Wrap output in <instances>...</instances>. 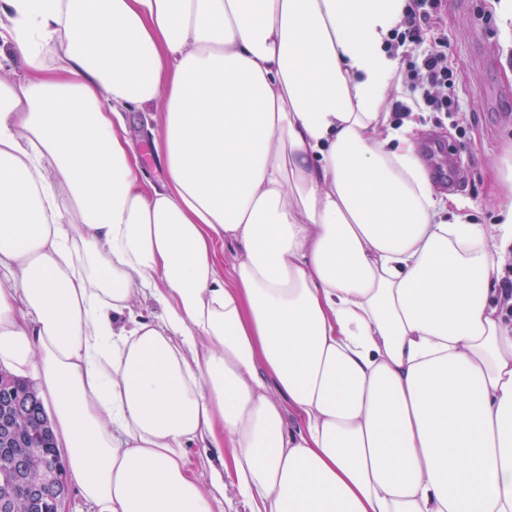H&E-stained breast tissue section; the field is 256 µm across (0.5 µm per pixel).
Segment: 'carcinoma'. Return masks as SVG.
I'll return each instance as SVG.
<instances>
[{"instance_id": "1", "label": "carcinoma", "mask_w": 512, "mask_h": 512, "mask_svg": "<svg viewBox=\"0 0 512 512\" xmlns=\"http://www.w3.org/2000/svg\"><path fill=\"white\" fill-rule=\"evenodd\" d=\"M6 447L14 454L30 456L29 476L39 488V505L35 509L29 506L30 488L17 483L1 461L0 500L13 503L10 512H51L56 493L66 488V484L57 469L59 456L42 402L36 404V421L20 415L14 420V428L9 430L5 425V402L0 398V452Z\"/></svg>"}]
</instances>
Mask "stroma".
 I'll list each match as a JSON object with an SVG mask.
<instances>
[{
  "label": "stroma",
  "mask_w": 512,
  "mask_h": 512,
  "mask_svg": "<svg viewBox=\"0 0 512 512\" xmlns=\"http://www.w3.org/2000/svg\"><path fill=\"white\" fill-rule=\"evenodd\" d=\"M439 36L448 44V62L458 76L456 93L467 113V133L459 135L441 113L413 112L408 119L417 125L419 138L437 133L460 143L459 160L467 169L466 186L457 194L460 214L491 225L499 220L494 168L512 148V48L503 45L491 0H447ZM157 119L154 112L126 115L140 164L156 183L165 177L152 144Z\"/></svg>",
  "instance_id": "1"
}]
</instances>
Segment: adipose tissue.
Returning a JSON list of instances; mask_svg holds the SVG:
<instances>
[{
	"label": "adipose tissue",
	"mask_w": 512,
	"mask_h": 512,
	"mask_svg": "<svg viewBox=\"0 0 512 512\" xmlns=\"http://www.w3.org/2000/svg\"><path fill=\"white\" fill-rule=\"evenodd\" d=\"M404 5L0 0V365L96 512H223L193 447L248 512H512V193L446 221L386 131ZM128 132L138 152L140 164L148 178L154 183L165 178V169L155 153L152 132L156 129L158 112L126 113ZM190 455L193 462V475L201 481L208 480L209 462L214 466H219L218 460L205 448H191Z\"/></svg>",
	"instance_id": "1"
}]
</instances>
